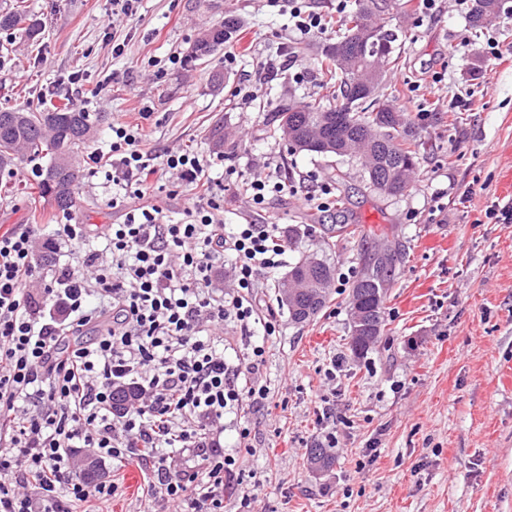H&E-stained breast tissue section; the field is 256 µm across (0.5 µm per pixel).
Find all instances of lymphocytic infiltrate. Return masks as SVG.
Wrapping results in <instances>:
<instances>
[{
    "label": "lymphocytic infiltrate",
    "mask_w": 512,
    "mask_h": 512,
    "mask_svg": "<svg viewBox=\"0 0 512 512\" xmlns=\"http://www.w3.org/2000/svg\"><path fill=\"white\" fill-rule=\"evenodd\" d=\"M108 151L89 155L90 171L112 185L122 222L102 235L104 252L84 254L82 270L38 273L36 234L19 224L0 233V512H78L109 499L114 487L83 478L79 449L134 460L150 471L151 497L166 512H224L238 460L213 438L224 414L261 405L258 377L265 337L276 326L260 317L256 278L282 267V227L267 216L285 184L259 174L248 184L262 222L226 225L224 185L198 154L146 150L143 128L113 122ZM188 181L195 194L179 221L154 203V184ZM234 262L232 291H218L213 269ZM42 277L45 287L29 286ZM233 323L254 344L243 366L224 361L218 331ZM93 341H84L86 330ZM130 384L138 402L112 409V392ZM168 448L189 452L177 468Z\"/></svg>",
    "instance_id": "1"
}]
</instances>
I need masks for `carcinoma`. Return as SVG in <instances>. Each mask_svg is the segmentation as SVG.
Here are the masks:
<instances>
[{"label": "carcinoma", "mask_w": 512, "mask_h": 512, "mask_svg": "<svg viewBox=\"0 0 512 512\" xmlns=\"http://www.w3.org/2000/svg\"><path fill=\"white\" fill-rule=\"evenodd\" d=\"M512 13V0H473L468 25L473 35L503 13ZM366 20V0H355L336 41L321 47L329 83L335 88L333 103L324 106L308 103L299 109L290 106L276 111L277 126L272 136L280 135L299 152L320 156L356 158L361 171L373 189L384 194L401 195L411 186L417 165V134L406 112L393 107L380 94L381 66L397 65L401 47L396 30L386 24L373 26L376 37L362 46L363 58L376 72L375 80L353 92L348 78L351 63L343 56L349 53L350 36ZM241 20L234 11L224 12V20L202 31L187 58L192 61L216 51L231 40ZM43 22L31 13L25 0H0V31L19 34L37 41ZM105 119L102 113L53 108L34 112L24 108L0 109V172L12 171L24 162L42 161L36 181L38 197L60 211L76 205V189L82 172L76 162L99 134ZM394 254L378 253L370 259L353 286L350 307L361 313L365 328L351 324L352 350L361 355L375 345L384 326L383 304L387 288L394 280ZM288 277L306 284L294 291L286 306L290 319L304 323L317 316L326 306L333 269L326 260L310 266L302 258L288 272ZM335 457L325 448L307 450V462L317 472H327Z\"/></svg>", "instance_id": "obj_1"}]
</instances>
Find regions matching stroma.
Returning <instances> with one entry per match:
<instances>
[{
    "instance_id": "obj_1",
    "label": "stroma",
    "mask_w": 512,
    "mask_h": 512,
    "mask_svg": "<svg viewBox=\"0 0 512 512\" xmlns=\"http://www.w3.org/2000/svg\"><path fill=\"white\" fill-rule=\"evenodd\" d=\"M45 28L38 45L0 33V108L43 110L69 104L142 125L156 151L189 149L218 161L224 221L251 218L243 191L251 174L275 164L288 185L333 182L343 172V206L314 216L300 196L270 199L287 246L286 267L261 275L262 315L277 332L265 343L264 405L226 414L219 443L238 452L243 481L224 496V512H512V222L486 210L512 200V62L494 64L488 40L512 53V17L473 38L462 10L421 13L419 0L389 6L402 33L401 62L386 69L381 91L409 113L420 149L411 187L400 196L371 190L355 159L291 153L268 127L276 110L325 98L318 46L344 20L336 0H311L330 21L294 51L288 18L268 0H141L135 16L109 26L112 0H27ZM234 5L242 27L206 62L185 56L198 34ZM125 40L122 55L113 38ZM183 64L171 65V55ZM479 79L468 80L471 63ZM441 82H433L434 73ZM105 85L90 104L71 90ZM254 98L241 101L238 89ZM468 94L471 110L448 109ZM226 132L215 145V127ZM111 187L85 174L71 214L96 239L118 221ZM50 202H29L14 177H0V232L51 224ZM363 235H339L338 225ZM399 252L384 302L385 329L363 355L350 346V283L381 248ZM326 255L349 285L332 287L310 322L291 321L275 282L289 264ZM336 428L335 463L313 473L307 450ZM249 428L251 448L239 450ZM115 492L99 512H147L149 476L136 463L106 461Z\"/></svg>"
}]
</instances>
